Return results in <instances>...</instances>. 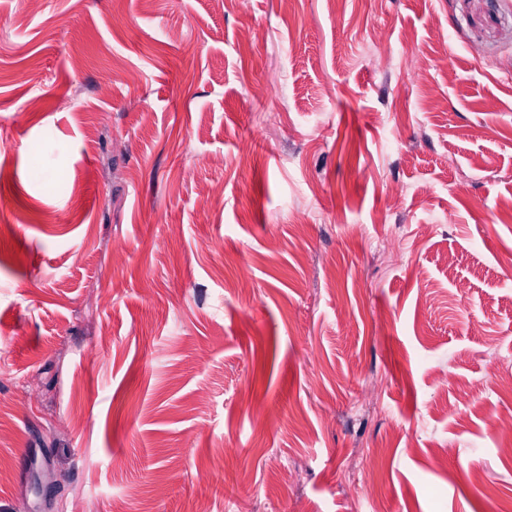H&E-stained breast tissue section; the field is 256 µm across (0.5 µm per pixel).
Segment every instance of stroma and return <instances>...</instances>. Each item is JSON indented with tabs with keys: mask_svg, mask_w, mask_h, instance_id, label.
Wrapping results in <instances>:
<instances>
[{
	"mask_svg": "<svg viewBox=\"0 0 512 512\" xmlns=\"http://www.w3.org/2000/svg\"><path fill=\"white\" fill-rule=\"evenodd\" d=\"M511 366L512 0H0V512H512Z\"/></svg>",
	"mask_w": 512,
	"mask_h": 512,
	"instance_id": "obj_1",
	"label": "stroma"
}]
</instances>
